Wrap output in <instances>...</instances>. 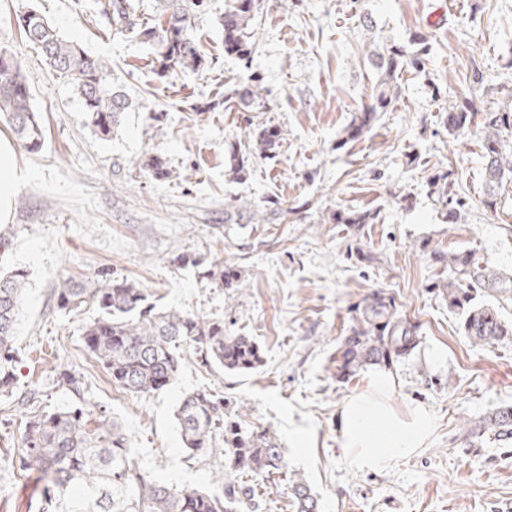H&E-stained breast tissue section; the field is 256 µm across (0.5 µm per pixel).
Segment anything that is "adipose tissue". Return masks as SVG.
Returning <instances> with one entry per match:
<instances>
[{"label":"adipose tissue","mask_w":512,"mask_h":512,"mask_svg":"<svg viewBox=\"0 0 512 512\" xmlns=\"http://www.w3.org/2000/svg\"><path fill=\"white\" fill-rule=\"evenodd\" d=\"M22 180L16 147L0 138V223H8ZM392 378L373 373L367 390L350 397L338 417L341 446L352 466L382 471L427 443L434 424L424 407L396 411L387 401Z\"/></svg>","instance_id":"1"}]
</instances>
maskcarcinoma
I'll return each instance as SVG.
<instances>
[{
    "label": "carcinoma",
    "instance_id": "carcinoma-1",
    "mask_svg": "<svg viewBox=\"0 0 512 512\" xmlns=\"http://www.w3.org/2000/svg\"><path fill=\"white\" fill-rule=\"evenodd\" d=\"M161 12L151 25L139 29L143 42L152 49L151 69L160 79L185 70H201L205 55L192 32L191 18L206 12L208 0H159ZM259 0H229L219 24L224 30V51L247 57L249 39ZM104 9L114 27L130 26L135 12L133 0H108ZM26 41L36 45L46 62L64 74L82 103L85 125L97 137L112 135L121 125L129 101L112 83L107 63L94 58L78 45L63 39L39 13L26 12L18 22ZM414 52L392 43L368 55L378 81L371 103L364 106L347 128L346 139L355 141L370 131L396 99V76L407 67L424 68L428 39L417 37ZM0 117L14 138L29 152L45 142L40 116L31 106L32 93L14 54L0 51ZM235 103L240 112H255L264 106L262 88L253 80L231 89L218 104ZM478 109L466 95L458 97L444 115L448 134L454 135L474 123ZM484 204L496 209L499 189L512 174V112H486L481 120ZM256 149L267 158L276 156L284 134L280 130L253 129ZM138 167L156 179L169 176L162 156L144 154ZM224 167L235 179L248 173L243 151L231 147ZM427 194L445 223L460 219L462 201L455 190L453 172L435 169L426 179ZM312 209L308 200L284 207L278 199L249 211L235 202L224 203V223L270 224L277 220L305 221ZM379 211L338 209L328 224H348L359 231L376 224ZM420 248L438 266L450 269L452 277L441 280V293L448 306L461 312L464 335L473 342L496 345L512 338V324L504 322L489 305L474 303L477 290L512 295V273L494 269L468 250L447 252L429 239ZM204 278L219 288H238L240 276L222 263H212ZM28 273L21 268L0 273V394L12 396L16 379L14 329L22 305ZM54 303L63 315L93 310L95 315L82 328L86 352L105 370L112 383L132 394H151L176 381L180 374L182 345L192 350L200 365L227 372L245 373L264 362L261 347L248 336L224 334V321L190 315L147 302L144 289L126 280H115L99 271L80 279L62 278L54 288ZM356 319L336 351V378L349 381L372 366H391L412 356L420 345V325L400 311L393 296L378 290L355 306ZM62 384L74 397L71 406L45 412L33 410L25 418L18 469L38 472L44 494L37 512H257L253 489L239 481L247 473L266 481L288 477L293 512H318L317 499L306 482L287 473L282 448L267 429L246 421L247 412L238 402L207 390L185 393L176 408V420L185 447L194 453L220 450L228 471L220 474L222 495L196 488H178L156 481L136 468L132 448L122 426L102 406L92 410L85 404L81 378L63 370ZM470 447L492 440L501 447L512 445V405L493 409L474 421L464 432Z\"/></svg>",
    "mask_w": 512,
    "mask_h": 512
}]
</instances>
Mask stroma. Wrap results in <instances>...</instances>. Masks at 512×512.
<instances>
[{
  "label": "stroma",
  "mask_w": 512,
  "mask_h": 512,
  "mask_svg": "<svg viewBox=\"0 0 512 512\" xmlns=\"http://www.w3.org/2000/svg\"><path fill=\"white\" fill-rule=\"evenodd\" d=\"M134 2V29L118 32L79 0H0V48L20 58L46 130L41 150L17 151L23 179L9 223L0 224L9 240L0 272H29L16 384L12 397L0 398V512H34L43 494L9 459L21 446L22 397L35 392L48 409L72 403L58 384L64 369L81 377L87 401L123 424L138 467L174 486L220 491L223 457L189 454L175 418L182 394L209 389L244 404L250 421L270 430L319 512H512V447L463 441L465 423L512 404V339L482 347L463 336L460 314L432 287L440 271L419 246L429 237L445 250L475 249L512 273L504 230L512 225V182L488 209L480 135L469 128L452 136L442 123L460 94L482 112L512 111V0H461L455 8L448 0H262L246 60L224 50L216 21L227 0H210L194 24L208 67L164 79L151 72V48L136 32L156 18L157 0ZM32 9L111 67L130 108L108 138L91 134L68 79L24 40L17 20ZM417 34L431 46L424 70L401 72L396 101L370 132L345 142L376 83L370 42L406 44ZM253 76L265 89L263 110L248 118L234 108L207 110ZM253 124L283 130L276 157L250 147ZM239 142L249 173L236 180L225 173L224 154ZM151 149L166 160L168 179L137 168ZM438 167L454 171L466 201L455 224L443 223L426 194L425 178ZM270 197L287 207L307 200L313 209L302 224L225 223V202L257 208ZM339 208H375L380 219L356 234L323 223ZM356 245L373 252L372 265L350 257ZM181 254L235 267L241 288L213 287L178 264ZM101 270L135 282L150 302L223 318L225 332L260 344L263 366L245 374L207 369L187 349L167 390L140 396L116 387L83 349V317L61 315L53 301L60 278ZM378 289L422 326L416 356L391 369L388 398L399 409L426 406L436 424L425 448L364 472L340 444L338 415L367 390L370 374L338 382L334 358L354 305Z\"/></svg>",
  "instance_id": "obj_1"
}]
</instances>
